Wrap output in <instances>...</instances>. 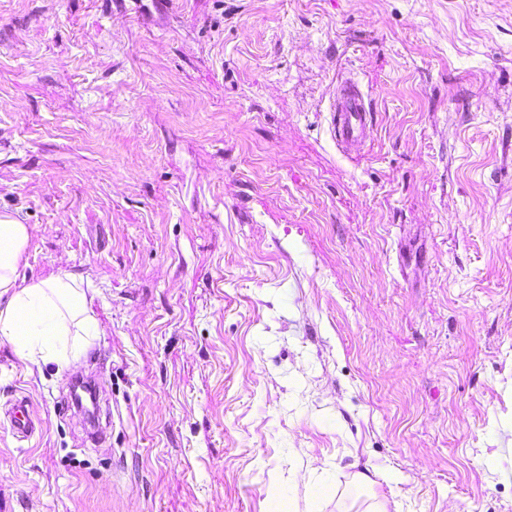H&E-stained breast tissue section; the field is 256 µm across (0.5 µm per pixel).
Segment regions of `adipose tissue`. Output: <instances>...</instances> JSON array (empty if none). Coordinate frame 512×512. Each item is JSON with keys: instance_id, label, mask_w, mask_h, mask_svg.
<instances>
[{"instance_id": "ef3b65f1", "label": "adipose tissue", "mask_w": 512, "mask_h": 512, "mask_svg": "<svg viewBox=\"0 0 512 512\" xmlns=\"http://www.w3.org/2000/svg\"><path fill=\"white\" fill-rule=\"evenodd\" d=\"M29 228L9 216H0V338L32 364H64L69 357L60 342L76 322L81 335L98 332L92 299L81 280L60 272L27 281L18 273Z\"/></svg>"}]
</instances>
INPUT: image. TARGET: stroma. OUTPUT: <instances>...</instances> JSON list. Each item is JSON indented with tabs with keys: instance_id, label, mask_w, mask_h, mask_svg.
I'll use <instances>...</instances> for the list:
<instances>
[{
	"instance_id": "obj_1",
	"label": "stroma",
	"mask_w": 512,
	"mask_h": 512,
	"mask_svg": "<svg viewBox=\"0 0 512 512\" xmlns=\"http://www.w3.org/2000/svg\"><path fill=\"white\" fill-rule=\"evenodd\" d=\"M0 214L98 324L0 512H512V0H0ZM330 116L331 134L336 146L346 154L359 155L372 125V113L366 96L352 78L340 77L337 80Z\"/></svg>"
}]
</instances>
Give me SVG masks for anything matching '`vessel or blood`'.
Masks as SVG:
<instances>
[{
  "mask_svg": "<svg viewBox=\"0 0 512 512\" xmlns=\"http://www.w3.org/2000/svg\"><path fill=\"white\" fill-rule=\"evenodd\" d=\"M372 114L358 83L349 77L339 78L331 112V134L344 153L359 154L367 141ZM13 433L20 438L31 435L35 416L29 398L16 400L6 412Z\"/></svg>",
  "mask_w": 512,
  "mask_h": 512,
  "instance_id": "b4317fda",
  "label": "vessel or blood"
}]
</instances>
